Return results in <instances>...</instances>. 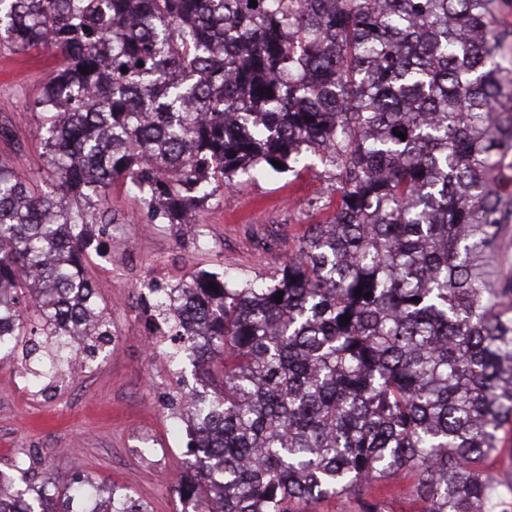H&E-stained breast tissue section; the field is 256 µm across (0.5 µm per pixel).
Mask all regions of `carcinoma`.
Here are the masks:
<instances>
[{
  "label": "carcinoma",
  "instance_id": "obj_1",
  "mask_svg": "<svg viewBox=\"0 0 512 512\" xmlns=\"http://www.w3.org/2000/svg\"><path fill=\"white\" fill-rule=\"evenodd\" d=\"M5 44L63 65L35 100L53 179L0 156V356L23 351L46 392L112 342L85 265L116 183L181 224L238 174L317 158L338 205L274 282L151 289L165 355L212 384L178 398L194 468L176 494L302 512L404 475L415 512H512L492 468L512 443V279L479 266L512 223V0H0ZM108 490L112 512H148ZM100 491L47 478L0 512Z\"/></svg>",
  "mask_w": 512,
  "mask_h": 512
}]
</instances>
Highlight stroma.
Here are the masks:
<instances>
[{"instance_id":"stroma-1","label":"stroma","mask_w":512,"mask_h":512,"mask_svg":"<svg viewBox=\"0 0 512 512\" xmlns=\"http://www.w3.org/2000/svg\"><path fill=\"white\" fill-rule=\"evenodd\" d=\"M61 61L53 51L0 47V120L14 132L11 141H0V156L26 179L48 177L34 102ZM336 183L335 169L318 162L296 172L239 176L223 200L207 201L188 226L148 223L137 198L122 185L111 188L109 234L124 250L108 260L90 255L85 267L112 319L111 351L49 396L12 389L14 367L0 361V470L13 472L23 448L35 457L32 480L51 471L65 481L75 455L86 476L126 487L152 512H182L173 481L189 465L185 425L169 413L172 399L198 386L201 374L189 361L174 364L151 349L144 273L167 260L173 287L202 272L271 282L308 225L332 213ZM481 269L492 288L512 277V223L503 225Z\"/></svg>"}]
</instances>
